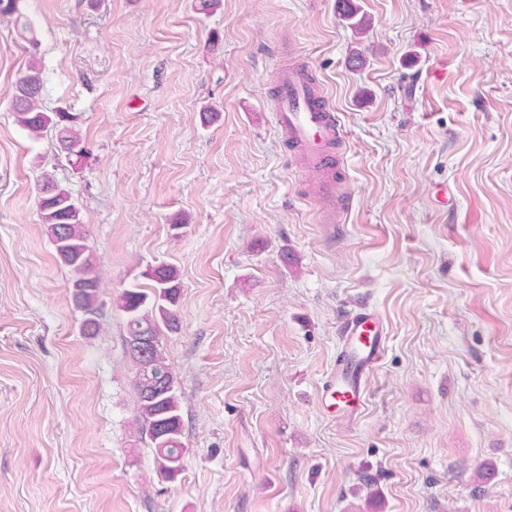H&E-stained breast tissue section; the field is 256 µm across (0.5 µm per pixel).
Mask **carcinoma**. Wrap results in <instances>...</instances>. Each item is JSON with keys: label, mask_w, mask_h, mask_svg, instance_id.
Instances as JSON below:
<instances>
[{"label": "carcinoma", "mask_w": 512, "mask_h": 512, "mask_svg": "<svg viewBox=\"0 0 512 512\" xmlns=\"http://www.w3.org/2000/svg\"><path fill=\"white\" fill-rule=\"evenodd\" d=\"M20 0H0L1 14L16 15L21 31H29V23L20 12ZM346 20L357 30L367 25L359 7L348 3L343 9ZM31 48L26 71L15 85L10 102L17 125L33 136L51 128L57 144L68 157L81 160L86 155L75 117L68 112H46L42 109L45 91L44 71L37 60V43L29 39ZM39 207L43 224L60 262L74 277V300L85 315L84 334L94 336L99 329V279L93 271V258L78 207L71 191L45 173L40 185ZM153 281L150 290L132 286L123 290L118 306L126 315L127 337L143 331L155 336L148 356H133L137 365V418L141 434L154 448L160 469L167 479L175 478L182 470L185 448L182 442L181 398L176 378L165 356L160 328H177V307L180 297L179 276L171 266L149 269Z\"/></svg>", "instance_id": "obj_1"}]
</instances>
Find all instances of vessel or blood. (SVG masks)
I'll return each mask as SVG.
<instances>
[{
    "instance_id": "b4317fda",
    "label": "vessel or blood",
    "mask_w": 512,
    "mask_h": 512,
    "mask_svg": "<svg viewBox=\"0 0 512 512\" xmlns=\"http://www.w3.org/2000/svg\"><path fill=\"white\" fill-rule=\"evenodd\" d=\"M276 88L277 124L287 131L290 142L303 150L307 161L322 171V196L335 208L344 209L330 158L332 141L342 136L333 106L324 96L306 88L302 72L296 68L278 69ZM341 333L342 357L326 380L322 397L354 411L364 400L366 378L383 358L385 336L377 314L367 310L348 315Z\"/></svg>"
}]
</instances>
